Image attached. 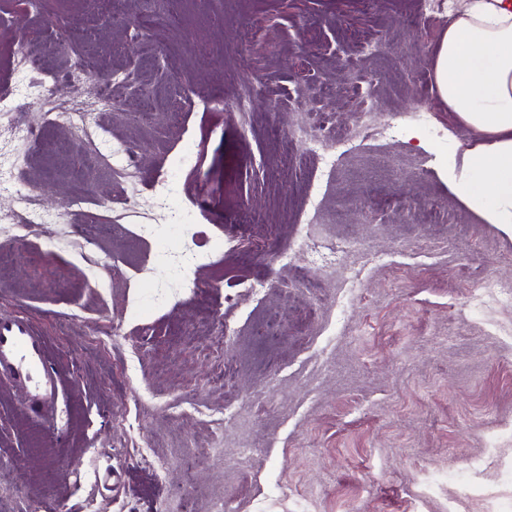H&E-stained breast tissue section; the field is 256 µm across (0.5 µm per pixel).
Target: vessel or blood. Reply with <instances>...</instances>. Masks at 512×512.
<instances>
[{
  "instance_id": "obj_1",
  "label": "vessel or blood",
  "mask_w": 512,
  "mask_h": 512,
  "mask_svg": "<svg viewBox=\"0 0 512 512\" xmlns=\"http://www.w3.org/2000/svg\"><path fill=\"white\" fill-rule=\"evenodd\" d=\"M0 376L24 389L30 403L42 411L54 410L59 381L47 365L43 340L28 317L0 319Z\"/></svg>"
}]
</instances>
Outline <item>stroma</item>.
I'll return each instance as SVG.
<instances>
[{
	"label": "stroma",
	"mask_w": 512,
	"mask_h": 512,
	"mask_svg": "<svg viewBox=\"0 0 512 512\" xmlns=\"http://www.w3.org/2000/svg\"><path fill=\"white\" fill-rule=\"evenodd\" d=\"M447 28L418 0H0V88L43 143L0 120V180L26 159L50 216L82 195L67 224L14 238L19 203L0 190L17 253L0 315L32 319L60 381L48 417L0 383V512H512V304L471 306L475 276L512 288V231L448 191L468 134L428 75ZM23 39L36 69L18 64ZM74 41L125 104L96 118L134 156L135 198L108 169L74 175L47 115L42 70L57 96L98 94L61 75ZM247 87L250 112L232 114ZM420 99L442 137L403 125ZM367 122L380 137L329 172L290 142ZM188 148L197 164L171 187L185 233L154 194ZM315 188L314 237L353 244L318 293L295 278L309 254L278 258ZM190 248L211 254L183 288ZM270 316L283 334L256 368L245 349Z\"/></svg>",
	"instance_id": "obj_1"
}]
</instances>
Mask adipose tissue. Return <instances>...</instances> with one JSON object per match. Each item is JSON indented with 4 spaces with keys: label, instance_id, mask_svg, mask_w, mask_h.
Returning a JSON list of instances; mask_svg holds the SVG:
<instances>
[{
    "label": "adipose tissue",
    "instance_id": "ef3b65f1",
    "mask_svg": "<svg viewBox=\"0 0 512 512\" xmlns=\"http://www.w3.org/2000/svg\"><path fill=\"white\" fill-rule=\"evenodd\" d=\"M439 98L472 131L448 190L512 230V0H462L428 62Z\"/></svg>",
    "mask_w": 512,
    "mask_h": 512
}]
</instances>
